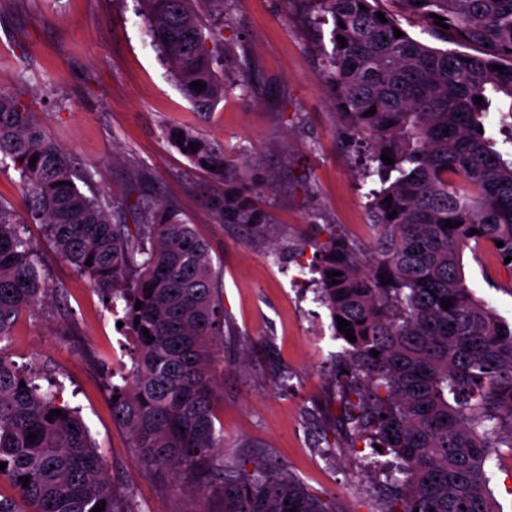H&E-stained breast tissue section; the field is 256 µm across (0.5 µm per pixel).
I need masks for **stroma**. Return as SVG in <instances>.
<instances>
[{
	"label": "stroma",
	"mask_w": 512,
	"mask_h": 512,
	"mask_svg": "<svg viewBox=\"0 0 512 512\" xmlns=\"http://www.w3.org/2000/svg\"><path fill=\"white\" fill-rule=\"evenodd\" d=\"M224 39L253 79L247 97L229 93L207 115L195 112L145 32L138 0H0V90L34 102L47 133L91 170L100 190L127 193L144 171L142 192L177 206L222 269L228 334L215 369L216 423L224 458L253 468L282 466L338 512H374L390 455L351 446L337 419L333 336L311 282L319 245L338 233L373 246L363 178L347 133L320 79L327 26L311 24L282 0H238ZM28 83H19L20 75ZM54 79L47 94L44 82ZM190 124L233 158L257 160L272 182L259 193L273 236L218 223L204 195L214 183L171 147L163 130ZM29 234L52 297L22 314L9 351L20 366L44 365L58 400L78 408L115 488L133 512H220L185 481L141 461L125 427L112 419L105 375L122 337L89 280L57 253L42 225ZM466 282L512 322V277L493 246L464 250Z\"/></svg>",
	"instance_id": "1"
}]
</instances>
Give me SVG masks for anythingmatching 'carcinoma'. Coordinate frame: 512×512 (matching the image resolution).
<instances>
[{
    "label": "carcinoma",
    "mask_w": 512,
    "mask_h": 512,
    "mask_svg": "<svg viewBox=\"0 0 512 512\" xmlns=\"http://www.w3.org/2000/svg\"><path fill=\"white\" fill-rule=\"evenodd\" d=\"M211 2L221 20L206 27L195 0H143L146 32L197 112L212 111L229 89L251 92L224 44L235 0ZM287 2L331 25L321 80L363 149L365 176L380 182L369 192L374 249L329 237L318 249L317 288L349 346L334 368L348 436L396 459L378 512H497L489 470L496 449L512 448V327L474 296L462 256L472 243L501 241L498 262L512 272L504 262L512 258V0H395L424 32L473 54L429 45L392 13L381 22L376 0ZM488 118L502 140L487 136ZM165 137L220 185L204 197L220 222L271 227L256 184L242 181L222 147L184 124L166 127ZM384 152L395 162L384 163ZM4 164L19 174L26 217L0 202V512H21L19 500L27 512H91L102 502V512H133L79 413L58 402L54 384L44 391L36 383L48 378L45 369L18 366L5 346L18 315L47 292L29 223L45 228L108 308L122 305L135 346L124 383L109 384L118 397L112 419L129 430L144 463L217 493L222 512H337L284 468L249 472L218 455L224 433L216 430L211 368L214 346L224 343L221 273L193 225L168 203L82 192L33 103L0 91ZM332 271L339 275L330 279ZM383 273L391 283L381 284ZM338 316L356 341L339 331Z\"/></svg>",
    "instance_id": "cac0c4a2"
}]
</instances>
